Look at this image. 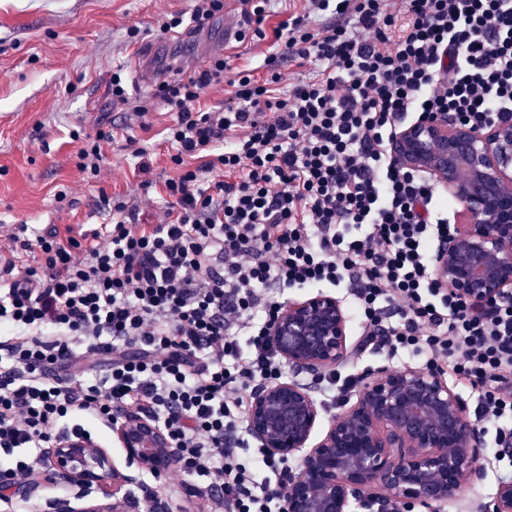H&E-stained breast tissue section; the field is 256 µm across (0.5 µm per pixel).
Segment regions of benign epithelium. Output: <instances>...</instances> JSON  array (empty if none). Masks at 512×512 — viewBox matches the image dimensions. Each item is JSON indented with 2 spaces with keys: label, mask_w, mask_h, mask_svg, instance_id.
Instances as JSON below:
<instances>
[{
  "label": "benign epithelium",
  "mask_w": 512,
  "mask_h": 512,
  "mask_svg": "<svg viewBox=\"0 0 512 512\" xmlns=\"http://www.w3.org/2000/svg\"><path fill=\"white\" fill-rule=\"evenodd\" d=\"M391 153L401 167L424 173L456 211L454 234L434 264L441 288L485 307L512 293V118L487 127L421 119L393 135ZM284 362L320 375L347 361V313L335 296L319 291L290 301L268 328ZM323 409L297 381L254 390L247 432L272 456L296 458L288 471L287 512H354L364 499L401 508L430 509L460 497L479 474L482 448L464 401L441 372L405 366L361 377L352 403L328 419L318 440ZM125 465L108 449L81 437L59 439L52 470L73 487L98 486L101 502L77 509L68 497L54 512H125L135 465L156 476L173 462L168 435L146 417L130 414L113 427ZM17 512H33L35 489L8 496ZM484 512H512V482L499 484Z\"/></svg>",
  "instance_id": "7a95c632"
}]
</instances>
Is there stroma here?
Masks as SVG:
<instances>
[{
  "mask_svg": "<svg viewBox=\"0 0 512 512\" xmlns=\"http://www.w3.org/2000/svg\"><path fill=\"white\" fill-rule=\"evenodd\" d=\"M193 0H0V229L34 234L52 227L101 231L110 218L98 206L100 193L144 201L143 179L177 174L164 130L174 119L155 105L144 122L127 120L113 103L111 78L121 70L130 101L149 98L138 84L135 50L158 43L165 17L191 13ZM137 38H129V28ZM112 122L103 145L106 159L97 177L77 167L76 136L95 133L102 116ZM136 138L147 148L149 175L135 171L127 147ZM64 200H57V193ZM480 475L460 500L439 512H467L496 492L498 441L481 438ZM136 500L154 495L162 512H196L198 498L171 499L163 478L144 473L131 487Z\"/></svg>",
  "mask_w": 512,
  "mask_h": 512,
  "instance_id": "obj_1",
  "label": "stroma"
}]
</instances>
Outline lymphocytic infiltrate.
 Segmentation results:
<instances>
[{
	"instance_id": "lymphocytic-infiltrate-1",
	"label": "lymphocytic infiltrate",
	"mask_w": 512,
	"mask_h": 512,
	"mask_svg": "<svg viewBox=\"0 0 512 512\" xmlns=\"http://www.w3.org/2000/svg\"><path fill=\"white\" fill-rule=\"evenodd\" d=\"M244 5L245 36L273 37L307 76L228 79L216 57L160 82L181 172L158 223L104 193V231L10 238L30 262L0 271V449L25 451L9 483L33 480L72 416L109 427L130 413L170 436L203 512H286L287 485L259 474L288 462L250 448L249 395L283 375L276 292L344 282L359 352H418L475 389L473 424L512 464V295L478 308L436 285L457 203L390 152L410 120L512 116V0H306L272 32L273 0ZM224 82L223 107L202 108ZM198 158L224 180L200 185L185 166ZM81 355L106 357L108 374H68Z\"/></svg>"
}]
</instances>
